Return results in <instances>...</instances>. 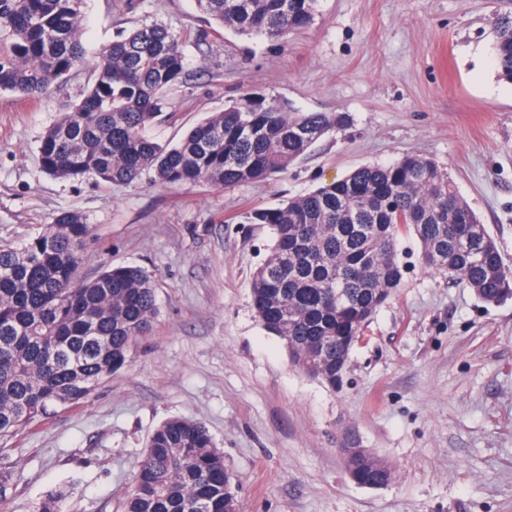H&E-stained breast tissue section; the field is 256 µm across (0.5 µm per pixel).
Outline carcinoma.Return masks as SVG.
Masks as SVG:
<instances>
[{
    "label": "carcinoma",
    "instance_id": "obj_1",
    "mask_svg": "<svg viewBox=\"0 0 512 512\" xmlns=\"http://www.w3.org/2000/svg\"><path fill=\"white\" fill-rule=\"evenodd\" d=\"M319 0H196L217 27L279 42L308 27ZM82 0H0V91L32 99L85 64ZM494 59L512 82V17L497 20ZM189 77L182 38L143 23L103 46L83 98L45 131L43 171L128 185L144 175L165 186L224 189L284 173L325 136L347 126L334 112H290L246 93L192 127L176 145L146 130L164 94ZM245 222L274 234L254 272L252 305L262 327L305 374L341 385L350 354L376 311L395 296L404 267L397 240L415 236L421 261L460 280L487 304L512 299V271L481 217L432 158L407 154L363 165ZM91 225L58 214L22 246L0 244V437L77 407L127 363L157 315L155 280L138 266L81 275ZM369 488L392 480L380 458L346 470ZM124 512H239L224 455L201 422L171 418L151 433Z\"/></svg>",
    "mask_w": 512,
    "mask_h": 512
}]
</instances>
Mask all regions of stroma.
I'll use <instances>...</instances> for the list:
<instances>
[{
    "label": "stroma",
    "instance_id": "obj_1",
    "mask_svg": "<svg viewBox=\"0 0 512 512\" xmlns=\"http://www.w3.org/2000/svg\"><path fill=\"white\" fill-rule=\"evenodd\" d=\"M82 14L90 59L144 22L181 34L189 77L148 129L160 144L244 91L349 123L264 181L122 186L41 167L40 139L80 100L90 67L37 100L0 91V244L80 213L92 226L84 275L144 267L159 306L86 403L0 438V512H37L51 494L59 512H122L149 435L172 417L209 429L240 512H512V300L482 302L425 269L417 239L401 236L404 282L334 389L296 368L256 318L251 278L272 234L239 220L415 153L447 168L512 270V83L493 54L495 18L512 16V0H321L312 25L274 44L211 27L194 0H85ZM344 446L370 449L392 481L355 484Z\"/></svg>",
    "mask_w": 512,
    "mask_h": 512
}]
</instances>
